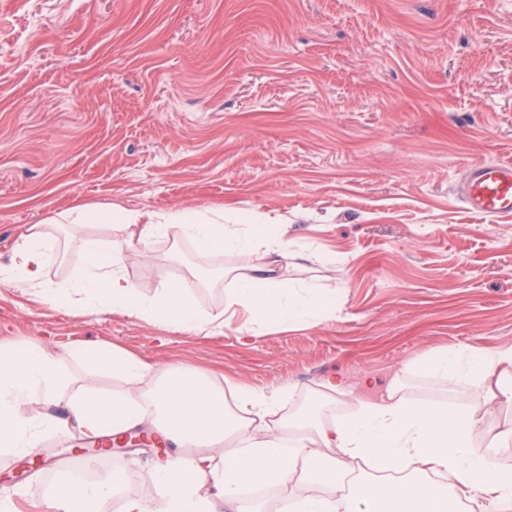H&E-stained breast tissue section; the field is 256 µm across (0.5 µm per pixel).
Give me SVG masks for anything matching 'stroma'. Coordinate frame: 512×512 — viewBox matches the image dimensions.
Listing matches in <instances>:
<instances>
[{"label": "stroma", "instance_id": "obj_1", "mask_svg": "<svg viewBox=\"0 0 512 512\" xmlns=\"http://www.w3.org/2000/svg\"><path fill=\"white\" fill-rule=\"evenodd\" d=\"M512 161V0H0V265L27 228L76 204L220 211L290 225L293 248L335 256V319L257 335L162 332L0 287V343H36L83 377L118 347L225 388L284 392V413L331 375L465 405L419 362L444 348L512 346V218L468 211L467 165ZM232 256L171 229L135 244L144 293ZM30 453H0L14 512H42L53 469L82 455L132 477L98 512H123L156 436L90 452L63 407Z\"/></svg>", "mask_w": 512, "mask_h": 512}]
</instances>
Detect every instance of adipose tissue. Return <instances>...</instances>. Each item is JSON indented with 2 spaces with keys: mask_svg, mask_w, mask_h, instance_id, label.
<instances>
[{
  "mask_svg": "<svg viewBox=\"0 0 512 512\" xmlns=\"http://www.w3.org/2000/svg\"><path fill=\"white\" fill-rule=\"evenodd\" d=\"M68 236L79 242L70 277L54 285L44 278L48 251L57 239L48 225H32L0 268V285L20 287L62 305L134 316L161 330L212 335L233 322L254 332L273 326L302 327L335 319L342 285L317 287L301 277L326 255L293 252L284 224H222L202 212L101 209L77 205L63 214ZM120 227L118 239L89 232L100 223ZM206 252L245 256L224 270L230 286L224 309H200L186 279L167 281L144 294L128 277L125 250L166 237L171 228ZM87 374L74 381L63 358L48 348L0 345V450L36 447L54 425L48 406L65 403L89 441L147 425L177 452L141 476L139 496L124 512H258L242 491L254 486L285 489L286 512H458L462 500L487 501L490 512H512V427L497 431L489 448L474 441L483 408L512 406V347L448 348L426 357L421 370L453 380L474 397L472 405L428 408L404 395L401 380L385 394L364 378L358 387L329 378L320 385L322 406L347 401L344 414L322 423L284 419L282 390L240 385L232 392L210 374L179 367L155 368L118 349L91 348L82 355ZM108 373L119 388L107 391L95 375ZM125 470L75 484L57 478L49 512H85L119 494Z\"/></svg>",
  "mask_w": 512,
  "mask_h": 512,
  "instance_id": "ef3b65f1",
  "label": "adipose tissue"
}]
</instances>
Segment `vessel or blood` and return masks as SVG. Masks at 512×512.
<instances>
[{"instance_id":"obj_1","label":"vessel or blood","mask_w":512,"mask_h":512,"mask_svg":"<svg viewBox=\"0 0 512 512\" xmlns=\"http://www.w3.org/2000/svg\"><path fill=\"white\" fill-rule=\"evenodd\" d=\"M463 205L472 213L498 218L512 217V163L471 164L458 189Z\"/></svg>"}]
</instances>
